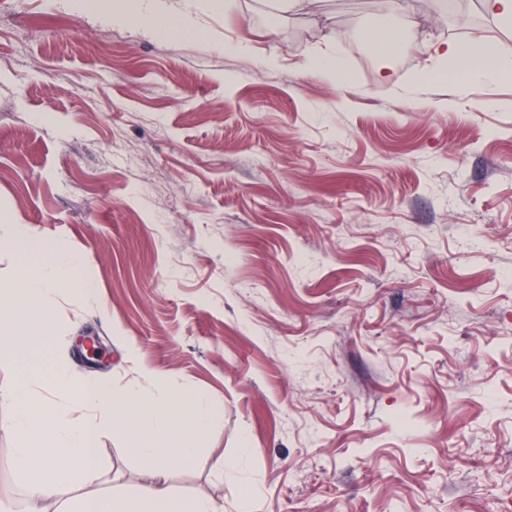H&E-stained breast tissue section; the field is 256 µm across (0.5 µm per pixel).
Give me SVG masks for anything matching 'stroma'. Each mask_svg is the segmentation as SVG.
Returning <instances> with one entry per match:
<instances>
[{
    "mask_svg": "<svg viewBox=\"0 0 512 512\" xmlns=\"http://www.w3.org/2000/svg\"><path fill=\"white\" fill-rule=\"evenodd\" d=\"M168 2L178 39L102 21L113 0H0V219L82 250L100 289L62 291L56 360L223 404L167 476L224 512H512V82L422 77L446 40L512 66V26L479 0L273 25L268 0ZM387 22L404 47L382 59ZM326 52L349 84L302 75ZM138 412L99 440L104 491L151 478ZM15 446L0 512L26 507Z\"/></svg>",
    "mask_w": 512,
    "mask_h": 512,
    "instance_id": "obj_1",
    "label": "stroma"
}]
</instances>
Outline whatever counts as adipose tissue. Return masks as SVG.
Returning <instances> with one entry per match:
<instances>
[{
	"label": "adipose tissue",
	"instance_id": "obj_1",
	"mask_svg": "<svg viewBox=\"0 0 512 512\" xmlns=\"http://www.w3.org/2000/svg\"><path fill=\"white\" fill-rule=\"evenodd\" d=\"M110 19L136 24L157 37L174 35L184 26L182 16L167 9L162 0H126ZM433 53L437 71L455 81L494 79L503 71L492 45L485 41L464 47L443 41ZM2 249L13 252L18 265L13 286L0 290V357L14 364L22 379L0 392V406L11 411L10 418L0 422V432L18 441L13 462L23 479L29 512H42L46 503L55 505V512H219L210 498L177 495L162 479L130 497L98 491L99 437L104 427L120 418L126 405H142L129 446L146 469L157 473L174 462L191 463L224 407L203 392L178 385L167 395H147L138 382L117 392L95 378L76 382L65 369H47L56 342L52 313L59 292L67 288L95 304L97 286L79 274L82 252L64 242L37 237L27 225H7L0 233ZM19 298L33 309V316L17 318L13 308ZM46 376L52 380L55 398L32 393L33 385ZM59 396L70 400L80 419L58 410L55 399ZM185 414L193 422L189 434L179 425Z\"/></svg>",
	"mask_w": 512,
	"mask_h": 512
}]
</instances>
